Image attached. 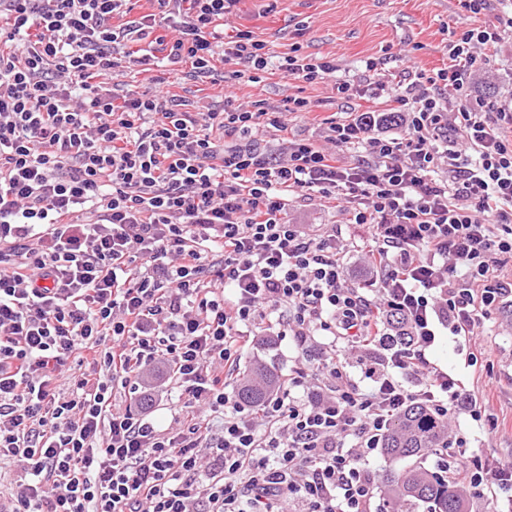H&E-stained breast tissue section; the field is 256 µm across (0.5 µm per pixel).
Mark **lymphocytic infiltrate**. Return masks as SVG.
Listing matches in <instances>:
<instances>
[{
  "mask_svg": "<svg viewBox=\"0 0 512 512\" xmlns=\"http://www.w3.org/2000/svg\"><path fill=\"white\" fill-rule=\"evenodd\" d=\"M150 2L128 23L131 0H0V470L25 475L4 512H372L365 462L393 416H481L429 354L444 328L477 340L512 297V96L470 93L499 28L463 32L447 68L401 92L336 81L389 107L328 119L318 144L291 134L303 97L113 91L150 65L145 41L214 86L215 58L236 80L269 65L253 31L224 29L238 0ZM279 67L336 73L293 50ZM301 197L366 226V244L291 223ZM353 253L374 293L351 280ZM262 324L315 363L250 410L228 378ZM378 348L353 381L351 355ZM118 384L181 405L162 427L117 403ZM442 454L472 496L512 492V467L464 435Z\"/></svg>",
  "mask_w": 512,
  "mask_h": 512,
  "instance_id": "f902f5d3",
  "label": "lymphocytic infiltrate"
}]
</instances>
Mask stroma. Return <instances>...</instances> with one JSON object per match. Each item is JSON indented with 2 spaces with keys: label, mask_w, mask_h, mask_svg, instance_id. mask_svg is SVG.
Segmentation results:
<instances>
[{
  "label": "stroma",
  "mask_w": 512,
  "mask_h": 512,
  "mask_svg": "<svg viewBox=\"0 0 512 512\" xmlns=\"http://www.w3.org/2000/svg\"><path fill=\"white\" fill-rule=\"evenodd\" d=\"M496 21V13H471L458 0H238L226 28L253 31L267 41L274 56H283L296 45L302 55L335 58L338 78L366 83L394 80L407 69L430 74L448 67L451 41L465 30ZM371 58L382 59L379 70L366 71ZM221 90L236 102L262 101L271 107L299 94L307 97L316 118L296 120L292 127L313 140L320 134L317 119L385 107L381 100L339 98L333 81L304 84L273 65L257 72L255 81L231 80ZM510 91L512 31H506L495 47L485 50L473 94L493 100ZM288 213L297 224H342L344 232L359 241L366 234L362 226L345 223L343 215L312 200L295 199ZM430 359L461 376L487 412L476 421L468 411H460L450 420L451 432L468 436L472 450L512 465V310L494 314L479 345L440 337ZM259 360L273 363L284 377L305 365L301 349L289 336L269 343L256 337L243 351L240 364Z\"/></svg>",
  "instance_id": "35a3bbf8"
}]
</instances>
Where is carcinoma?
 Wrapping results in <instances>:
<instances>
[{
    "instance_id": "carcinoma-1",
    "label": "carcinoma",
    "mask_w": 512,
    "mask_h": 512,
    "mask_svg": "<svg viewBox=\"0 0 512 512\" xmlns=\"http://www.w3.org/2000/svg\"><path fill=\"white\" fill-rule=\"evenodd\" d=\"M279 379L271 367L255 362L247 367L237 389L239 402L246 407L262 404L276 389ZM446 430L429 412L412 407L390 421L383 452L389 459H408L401 471L390 473L385 488L389 512H412L419 503L427 512H462V495L448 487L446 479L422 465V456L441 447Z\"/></svg>"
}]
</instances>
